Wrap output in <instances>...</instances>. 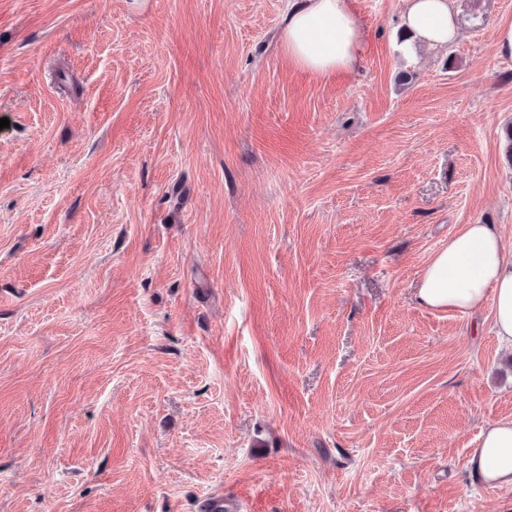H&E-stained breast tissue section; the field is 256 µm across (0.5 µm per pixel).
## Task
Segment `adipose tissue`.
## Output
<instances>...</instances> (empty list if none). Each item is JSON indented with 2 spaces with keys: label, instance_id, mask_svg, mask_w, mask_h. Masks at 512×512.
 <instances>
[{
  "label": "adipose tissue",
  "instance_id": "obj_1",
  "mask_svg": "<svg viewBox=\"0 0 512 512\" xmlns=\"http://www.w3.org/2000/svg\"><path fill=\"white\" fill-rule=\"evenodd\" d=\"M405 55L436 50L457 36L449 0H400ZM283 47L301 70L322 76L355 72L363 58V27L350 0H288ZM418 299L436 310L478 313L492 302L499 340L512 347V257L490 224H468L438 251L422 274ZM474 481L512 489V417L488 423L470 452Z\"/></svg>",
  "mask_w": 512,
  "mask_h": 512
}]
</instances>
